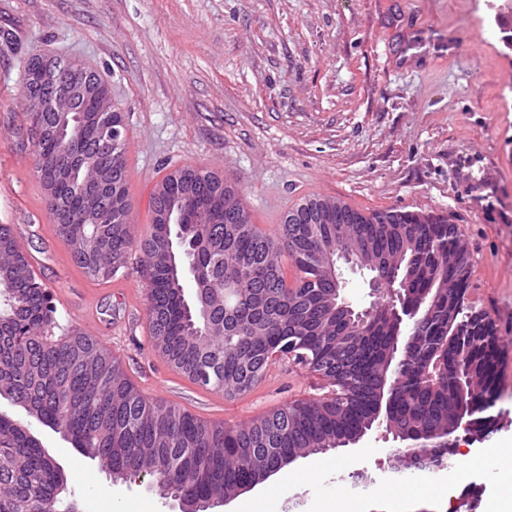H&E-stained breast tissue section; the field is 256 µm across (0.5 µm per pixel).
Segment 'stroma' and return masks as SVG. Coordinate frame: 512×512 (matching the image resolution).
Instances as JSON below:
<instances>
[{
    "mask_svg": "<svg viewBox=\"0 0 512 512\" xmlns=\"http://www.w3.org/2000/svg\"><path fill=\"white\" fill-rule=\"evenodd\" d=\"M36 55L77 59L112 88L125 117L127 190L136 235L171 170L217 173L271 233L275 212L307 197L369 211L441 212L470 253L467 302L500 329L502 412L484 447L512 441V57L488 0H0V224L51 294L60 330L89 326L150 402L234 427L333 387L279 362L234 398L175 370L149 339L140 254L90 277L57 232L24 140L22 70ZM30 431L77 473L75 512H179L153 477L113 483L97 460L36 419ZM384 429L326 451L315 481L297 460L215 512H318L350 472L391 474Z\"/></svg>",
    "mask_w": 512,
    "mask_h": 512,
    "instance_id": "1",
    "label": "stroma"
}]
</instances>
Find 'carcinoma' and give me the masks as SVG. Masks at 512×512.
<instances>
[{
  "label": "carcinoma",
  "instance_id": "1",
  "mask_svg": "<svg viewBox=\"0 0 512 512\" xmlns=\"http://www.w3.org/2000/svg\"><path fill=\"white\" fill-rule=\"evenodd\" d=\"M37 176L45 168L56 177L74 166L83 148L52 135L48 113H26ZM194 182L187 205L195 235L164 244V226L143 237L129 222L128 195L112 204V223L98 224L105 200L93 194L63 195L49 203L62 210L59 236L73 260L92 277L108 278L127 255H141L146 283L149 334L153 348L176 370L202 387L232 397L253 388L264 372L261 355L269 349L294 354L346 393L297 402L271 410L236 427L208 423L171 405L147 402L122 363L97 341L74 331L58 340L46 287L22 253L8 224L0 225V396L31 407V417L69 438L75 447L95 451L109 472L121 467L163 475L175 492L202 498L234 495L251 471L280 458L296 460L316 448H336L369 427L374 389L390 373L398 377L394 426L434 445L431 457L448 467L455 441L442 433L452 426L457 402L467 394L472 406L470 441L487 437L499 421L502 352L499 328L491 316L466 304L470 254L448 216L397 209L364 213L334 200L312 199L310 206L342 209L353 224L352 248L383 252L406 276L413 318L396 326L386 312L367 334L329 312L333 284L325 279L322 245L338 239V224H299L304 208L288 212L279 233L270 236L250 224L249 233L224 238L219 212L251 219L238 192L215 173L180 168ZM405 226L417 237L402 253L391 229ZM248 256L251 266L238 265ZM294 267L287 285L282 258ZM180 259L201 272L197 284L175 285L169 264ZM435 301L424 314L419 299ZM412 339L410 359L388 362L395 337ZM58 474L29 428L0 414V512H17L26 496L51 500Z\"/></svg>",
  "mask_w": 512,
  "mask_h": 512
}]
</instances>
